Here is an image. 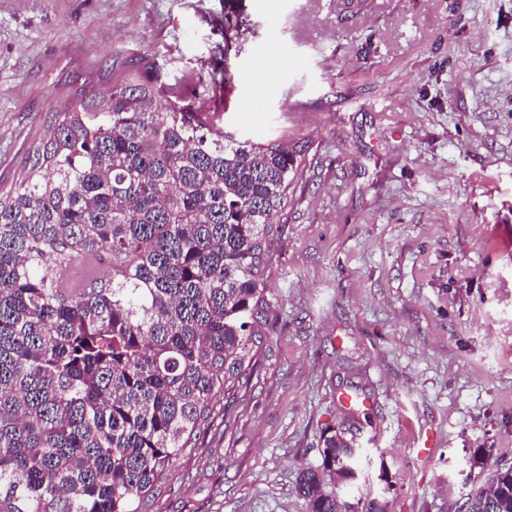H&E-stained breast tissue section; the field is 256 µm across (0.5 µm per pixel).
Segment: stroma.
Here are the masks:
<instances>
[{"mask_svg": "<svg viewBox=\"0 0 512 512\" xmlns=\"http://www.w3.org/2000/svg\"><path fill=\"white\" fill-rule=\"evenodd\" d=\"M0 0V192L53 113L137 53L239 139L305 140L264 353L139 512H308L302 468L358 392L361 479L460 512L512 466V0ZM249 16L232 50L224 16ZM478 448L490 457L474 461Z\"/></svg>", "mask_w": 512, "mask_h": 512, "instance_id": "1", "label": "stroma"}]
</instances>
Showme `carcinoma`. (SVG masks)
Masks as SVG:
<instances>
[{"label":"carcinoma","instance_id":"cac0c4a2","mask_svg":"<svg viewBox=\"0 0 512 512\" xmlns=\"http://www.w3.org/2000/svg\"><path fill=\"white\" fill-rule=\"evenodd\" d=\"M53 113L0 193V512H137L247 390L268 327L278 215L303 149L242 141L136 55ZM105 259L112 277H70ZM310 512H383L357 448L323 435ZM466 512H512V467Z\"/></svg>","mask_w":512,"mask_h":512}]
</instances>
